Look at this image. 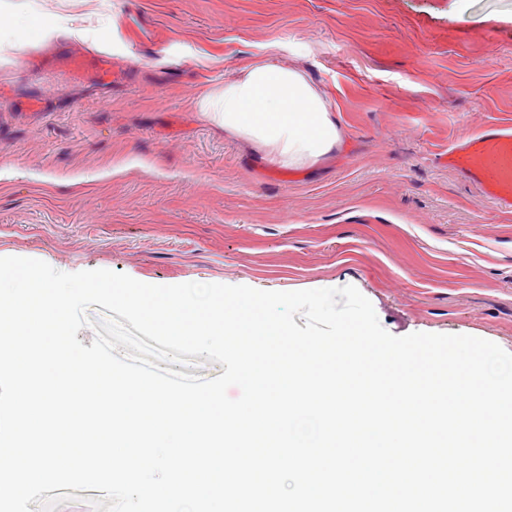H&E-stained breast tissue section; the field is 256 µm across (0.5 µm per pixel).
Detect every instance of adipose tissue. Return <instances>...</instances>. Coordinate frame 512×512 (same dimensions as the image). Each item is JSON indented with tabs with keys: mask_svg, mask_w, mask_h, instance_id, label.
Segmentation results:
<instances>
[{
	"mask_svg": "<svg viewBox=\"0 0 512 512\" xmlns=\"http://www.w3.org/2000/svg\"><path fill=\"white\" fill-rule=\"evenodd\" d=\"M194 107L225 134L244 140L288 169L317 165L336 152L343 132L323 89L301 69L272 59L240 65Z\"/></svg>",
	"mask_w": 512,
	"mask_h": 512,
	"instance_id": "1",
	"label": "adipose tissue"
}]
</instances>
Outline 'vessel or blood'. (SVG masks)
I'll return each instance as SVG.
<instances>
[{
    "label": "vessel or blood",
    "mask_w": 512,
    "mask_h": 512,
    "mask_svg": "<svg viewBox=\"0 0 512 512\" xmlns=\"http://www.w3.org/2000/svg\"><path fill=\"white\" fill-rule=\"evenodd\" d=\"M57 67L68 84L81 82L100 88L113 74L112 60L92 55L75 45L59 48L49 60L32 59V70ZM439 163L472 184L483 201L499 213L512 215V122H487L471 137L449 146Z\"/></svg>",
    "instance_id": "obj_1"
}]
</instances>
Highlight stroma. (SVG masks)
<instances>
[{
  "label": "stroma",
  "mask_w": 512,
  "mask_h": 512,
  "mask_svg": "<svg viewBox=\"0 0 512 512\" xmlns=\"http://www.w3.org/2000/svg\"><path fill=\"white\" fill-rule=\"evenodd\" d=\"M0 257L153 285L355 286L390 334L512 353V216L439 153L512 120V0H0ZM65 32L41 36L43 26ZM62 43L128 69L106 89L21 101ZM273 58L304 69L345 139L289 171L205 122L196 94Z\"/></svg>",
  "instance_id": "stroma-1"
}]
</instances>
